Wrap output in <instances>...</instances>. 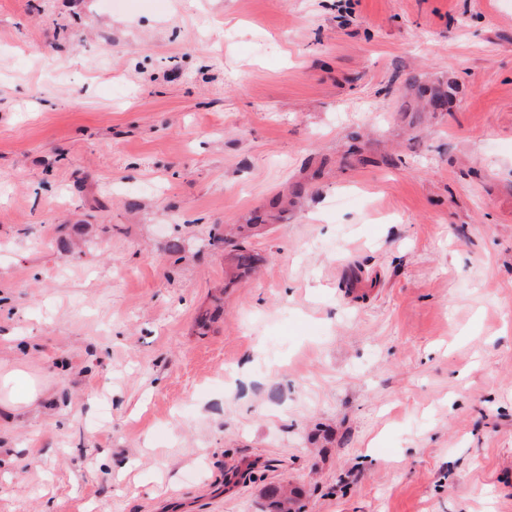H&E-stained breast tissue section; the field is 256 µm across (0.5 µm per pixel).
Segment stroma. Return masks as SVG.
I'll return each mask as SVG.
<instances>
[{"mask_svg": "<svg viewBox=\"0 0 512 512\" xmlns=\"http://www.w3.org/2000/svg\"><path fill=\"white\" fill-rule=\"evenodd\" d=\"M338 3L0 0V512H512V0ZM267 225L232 224L224 225L222 232L217 228L211 231V244L223 246L230 256V268L224 271V290L231 288L240 278L252 274L262 262V258L248 247L247 239Z\"/></svg>", "mask_w": 512, "mask_h": 512, "instance_id": "1", "label": "stroma"}]
</instances>
